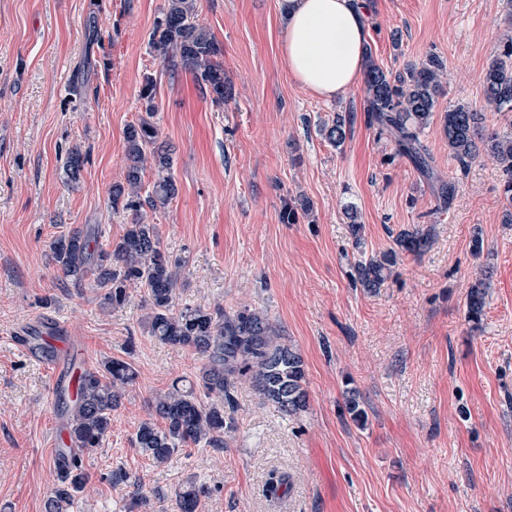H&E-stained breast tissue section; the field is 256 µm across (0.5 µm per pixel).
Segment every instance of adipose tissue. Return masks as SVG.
Instances as JSON below:
<instances>
[{
	"label": "adipose tissue",
	"instance_id": "obj_1",
	"mask_svg": "<svg viewBox=\"0 0 512 512\" xmlns=\"http://www.w3.org/2000/svg\"><path fill=\"white\" fill-rule=\"evenodd\" d=\"M281 55L296 83L332 100L356 86L369 37L361 0H278Z\"/></svg>",
	"mask_w": 512,
	"mask_h": 512
}]
</instances>
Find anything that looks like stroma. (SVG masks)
Wrapping results in <instances>:
<instances>
[{
	"mask_svg": "<svg viewBox=\"0 0 512 512\" xmlns=\"http://www.w3.org/2000/svg\"><path fill=\"white\" fill-rule=\"evenodd\" d=\"M165 7L0 0V512H43L58 484L49 378L11 340L47 317L83 337L91 368L126 357L137 371L107 439L83 454L89 481L69 512H172L174 491L190 481L205 489L199 512H512V224L497 163L478 158L439 211L429 183L368 124L363 86L327 101L292 79L277 0H198L233 86L221 105L150 45ZM506 12V0H367L377 64L396 72L431 53L446 64L437 116L421 136L440 176L455 170L441 117L462 101L483 107ZM148 77L150 115L139 97ZM339 113L353 126L338 149L318 127ZM142 117L173 150L178 193L144 221L181 264L180 299L264 311L302 355L309 394L308 411L291 420L238 384L227 448L190 445L160 467L132 439L153 396L194 378L200 359L149 335L142 288L108 308L101 289L69 285L44 256L75 228L94 229L103 246L119 241L133 214L113 210L110 189L124 180L125 129ZM72 147L89 155L76 189L61 169ZM300 195L311 212L282 223L286 201ZM349 206L364 226L358 243ZM415 228L431 234L422 256L400 255L377 295L353 284L351 262ZM486 270L475 326L465 297ZM349 384L365 427L341 411ZM118 469L139 485L110 484ZM274 471L291 477L279 501L266 494Z\"/></svg>",
	"mask_w": 512,
	"mask_h": 512,
	"instance_id": "stroma-1",
	"label": "stroma"
}]
</instances>
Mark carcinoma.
<instances>
[{"mask_svg": "<svg viewBox=\"0 0 512 512\" xmlns=\"http://www.w3.org/2000/svg\"><path fill=\"white\" fill-rule=\"evenodd\" d=\"M151 44L170 67L189 69L214 102L232 99V89L224 80V48L198 23L196 0H167L163 16L151 32ZM444 72L443 59L434 53L396 74L383 69L369 55L364 71L368 123L395 143L398 155L412 161L429 182L440 209L451 206L459 181L444 180L435 173L420 136L433 120ZM484 95L486 105L508 119V128L488 129L484 113L469 104L450 106L444 115L448 155L463 174L482 153L496 158L502 172L499 192L506 205L504 223L512 224V31L503 35L499 52L485 70ZM140 100L146 112L155 110L150 77L145 78ZM319 132L339 149L351 132L350 117L338 112ZM125 157V182L112 186L110 200L112 209L134 212V222L127 225L116 246L96 248L91 234L76 228L52 240L45 257L74 287L93 282L105 289L103 304L114 309L127 304L130 288H145L150 335L164 344L190 350L203 360L194 382L186 386L177 378L153 397L151 417L139 424L134 446L157 467L190 444L226 447L235 431V418L230 413L236 405L233 390L241 380L249 382L288 418L300 417L309 408L304 360L267 314L246 306L227 313L222 308L178 304L176 262L161 249L156 225L143 223L140 213L145 204L153 210L166 208L177 193L171 174V149L159 141L154 124L142 119L127 126ZM85 161L78 148L66 152L63 169L69 185L79 184ZM149 164L155 166L157 180L143 197L142 172ZM309 211L307 199H292L285 205L281 221L294 224L299 213ZM428 246L429 235L404 229L396 235L395 247L351 265L353 281L375 295L390 278L399 254L420 256ZM488 288L484 276L468 289L467 321H481ZM136 377L133 363L122 358L108 360L98 370L82 371L77 398L72 400L66 394L62 398L75 447L83 451L101 447L112 429V412L121 406L126 388ZM344 413L359 427L366 426L367 412L353 388L345 391ZM60 474L59 486L44 501V512H67L73 494L88 481L79 456L60 466ZM290 485L288 474L273 472L266 492L281 497ZM202 493L196 484L186 483L176 494L175 512H198Z\"/></svg>", "mask_w": 512, "mask_h": 512, "instance_id": "cac0c4a2", "label": "carcinoma"}]
</instances>
